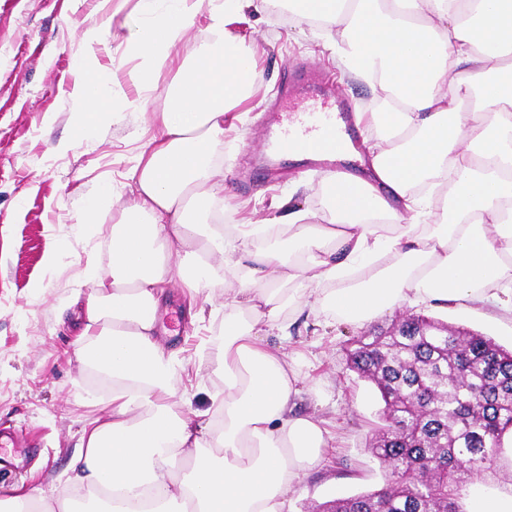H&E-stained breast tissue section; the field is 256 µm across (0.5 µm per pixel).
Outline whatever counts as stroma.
Wrapping results in <instances>:
<instances>
[{"label":"stroma","mask_w":512,"mask_h":512,"mask_svg":"<svg viewBox=\"0 0 512 512\" xmlns=\"http://www.w3.org/2000/svg\"><path fill=\"white\" fill-rule=\"evenodd\" d=\"M102 17L100 0H0V495L19 483L27 491L41 490L54 512L64 507L56 489L72 475L85 420L105 398L74 355L80 314L75 301L89 291L83 269L91 258L102 271L110 269L112 226L131 194L127 172L140 147L158 135L155 114L176 74L168 67L156 75L143 108L133 84L120 82L113 103L120 120L75 139L80 57L93 51L100 69L118 74L138 64L116 40L86 47L83 31ZM241 20L259 82L233 126L224 129V221L274 224L299 209L319 223L322 181L304 162L277 159L271 184L253 167L269 113L285 118L301 105H322L321 97L289 93L284 65L291 60L331 70L337 94L349 97L360 112L379 111L380 95L349 76L314 26L271 10L246 12ZM104 183L112 186L115 206L94 234H81L76 214L84 197ZM52 250L58 258L50 267L45 256ZM404 312L397 308L363 323L317 316L306 306L286 314L302 389L295 411L325 420L334 436L323 465L305 473L290 493L292 512L382 485L381 465L366 445L381 423L383 404L348 368L346 352L357 336L374 327L390 329ZM409 312L512 347V320L494 307L419 305ZM160 328L171 346L187 348L191 364L174 380L182 395L175 409L195 417L208 409L209 393L223 385V288L193 303L181 288H172Z\"/></svg>","instance_id":"obj_1"}]
</instances>
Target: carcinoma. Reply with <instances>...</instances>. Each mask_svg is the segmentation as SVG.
<instances>
[{
	"mask_svg": "<svg viewBox=\"0 0 512 512\" xmlns=\"http://www.w3.org/2000/svg\"><path fill=\"white\" fill-rule=\"evenodd\" d=\"M350 368L383 408L367 448L381 488L337 497L315 512H465V491L512 470V349L480 332L407 315L362 336Z\"/></svg>",
	"mask_w": 512,
	"mask_h": 512,
	"instance_id": "cac0c4a2",
	"label": "carcinoma"
}]
</instances>
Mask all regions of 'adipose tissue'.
Returning a JSON list of instances; mask_svg holds the SVG:
<instances>
[{"instance_id": "ef3b65f1", "label": "adipose tissue", "mask_w": 512, "mask_h": 512, "mask_svg": "<svg viewBox=\"0 0 512 512\" xmlns=\"http://www.w3.org/2000/svg\"><path fill=\"white\" fill-rule=\"evenodd\" d=\"M268 0H138L124 42L151 91L175 66L147 142L128 178L132 196L112 227V266L87 265L84 343L76 356L112 394L83 428L75 484L100 512H288L302 473L331 439L293 411L298 372L285 309L311 299L361 323L397 306L492 305L512 315V0H289L302 22L336 45L356 79L385 102L362 173L328 179L321 223L221 224L224 117L250 96L253 54L226 21ZM209 22L192 52L178 46L200 9ZM73 134L110 112L114 74L83 56ZM434 207V224L403 211ZM224 297L222 390L202 428L174 410L184 364L159 334L165 290L180 280ZM277 336V348L263 338Z\"/></svg>"}]
</instances>
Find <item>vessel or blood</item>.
Segmentation results:
<instances>
[{"label": "vessel or blood", "mask_w": 512, "mask_h": 512, "mask_svg": "<svg viewBox=\"0 0 512 512\" xmlns=\"http://www.w3.org/2000/svg\"><path fill=\"white\" fill-rule=\"evenodd\" d=\"M288 69L292 86H307L321 91L332 84L331 74L323 68L292 63ZM355 124L354 108L341 97L335 98L332 106L322 111L297 113L295 120L288 126L277 127L275 134L267 140L259 164L270 166L275 156L295 148L307 155L312 171L344 176L346 169L341 163V156L350 148L346 135Z\"/></svg>", "instance_id": "b4317fda"}]
</instances>
